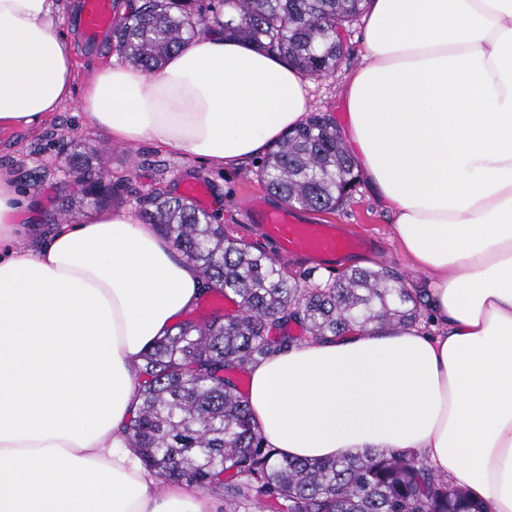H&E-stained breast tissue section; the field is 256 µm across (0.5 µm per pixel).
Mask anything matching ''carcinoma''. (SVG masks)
Masks as SVG:
<instances>
[{"mask_svg":"<svg viewBox=\"0 0 512 512\" xmlns=\"http://www.w3.org/2000/svg\"><path fill=\"white\" fill-rule=\"evenodd\" d=\"M141 0L117 17L116 49L147 72L191 38L222 33L279 54L304 77L332 74L344 53L340 30L362 17L366 0ZM67 166L81 197L58 200V215L112 197V174L86 153ZM357 164L336 124L315 114L287 133L258 173L285 205L333 213L357 186ZM144 214L202 273L205 293L235 309L179 322L137 364L141 403L130 447L161 483L188 482L224 499V512H480L466 493L412 451L369 450L340 459H295L265 445L237 379L247 367L302 339L420 323L424 296L388 268H354L326 283L314 271L290 276L262 247L231 237L224 225L182 197L156 194ZM295 324L303 336L287 327Z\"/></svg>","mask_w":512,"mask_h":512,"instance_id":"carcinoma-1","label":"carcinoma"}]
</instances>
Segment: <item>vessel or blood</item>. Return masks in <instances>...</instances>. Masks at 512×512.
I'll return each instance as SVG.
<instances>
[{
  "label": "vessel or blood",
  "instance_id": "vessel-or-blood-1",
  "mask_svg": "<svg viewBox=\"0 0 512 512\" xmlns=\"http://www.w3.org/2000/svg\"><path fill=\"white\" fill-rule=\"evenodd\" d=\"M114 24L111 0H83L80 25L86 39H95ZM243 220L262 231L283 254L333 256L344 252H362L369 239L342 234L333 224L297 222L285 208H268L262 197L249 200Z\"/></svg>",
  "mask_w": 512,
  "mask_h": 512
}]
</instances>
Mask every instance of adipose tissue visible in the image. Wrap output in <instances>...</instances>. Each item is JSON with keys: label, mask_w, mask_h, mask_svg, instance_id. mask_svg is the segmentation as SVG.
Wrapping results in <instances>:
<instances>
[{"label": "adipose tissue", "mask_w": 512, "mask_h": 512, "mask_svg": "<svg viewBox=\"0 0 512 512\" xmlns=\"http://www.w3.org/2000/svg\"><path fill=\"white\" fill-rule=\"evenodd\" d=\"M56 0H0V129L71 100ZM365 62L346 77V141L430 278L432 333L355 331L247 369L266 444L298 459L422 452L484 512H512V0H371ZM90 126L225 167L305 123L304 76L217 33L148 73L112 63L86 86ZM0 171V512H215L160 485L128 444L141 354L203 277L153 225L91 209L39 233Z\"/></svg>", "instance_id": "adipose-tissue-1"}]
</instances>
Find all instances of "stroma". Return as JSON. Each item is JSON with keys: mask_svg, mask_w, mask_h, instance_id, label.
<instances>
[{"mask_svg": "<svg viewBox=\"0 0 512 512\" xmlns=\"http://www.w3.org/2000/svg\"><path fill=\"white\" fill-rule=\"evenodd\" d=\"M69 5L70 0H58V29L72 36L74 43L73 101L65 103L37 127L0 130V169L7 170L22 190L32 192L41 201L44 228L49 230L54 225L56 197L64 178V157L96 147L100 150L96 165L110 168L119 187L113 207L137 215L141 212L144 197L158 193L179 196L185 182L199 180L209 188L205 212L218 223L243 231L245 240L257 243L268 253H275L274 244L262 236L258 228L244 229L242 222L246 202L265 193L257 180L261 160H251L237 169H226L167 154L147 141L131 145L113 143L104 132L86 124L77 100L81 98L85 84L100 66L111 63L116 51L111 41L85 40ZM363 31L360 24L349 27L345 34L347 57L334 74L309 83L313 112L329 114L340 130L346 123L345 76L363 60ZM294 216L302 223L333 224L342 233L369 238L372 246L366 257L371 267L393 268L403 274L410 287L427 288L428 276L408 265L393 231L391 215L376 203L366 184H358L352 197L335 213L298 207Z\"/></svg>", "mask_w": 512, "mask_h": 512, "instance_id": "1", "label": "stroma"}]
</instances>
